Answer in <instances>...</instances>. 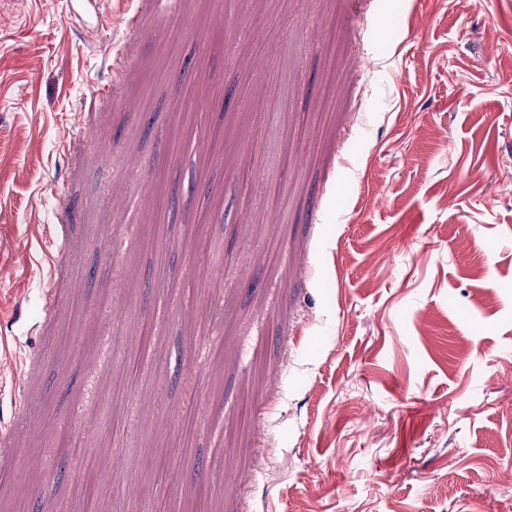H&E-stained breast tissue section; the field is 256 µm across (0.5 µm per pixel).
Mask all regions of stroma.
<instances>
[{
    "label": "stroma",
    "mask_w": 512,
    "mask_h": 512,
    "mask_svg": "<svg viewBox=\"0 0 512 512\" xmlns=\"http://www.w3.org/2000/svg\"><path fill=\"white\" fill-rule=\"evenodd\" d=\"M215 2L0 0V512H512V0Z\"/></svg>",
    "instance_id": "35a3bbf8"
}]
</instances>
